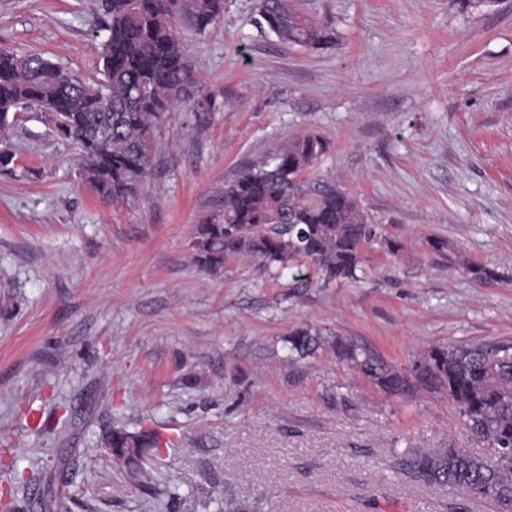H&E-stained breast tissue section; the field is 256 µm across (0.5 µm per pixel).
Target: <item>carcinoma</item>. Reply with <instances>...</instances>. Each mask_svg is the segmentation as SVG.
<instances>
[{
  "mask_svg": "<svg viewBox=\"0 0 512 512\" xmlns=\"http://www.w3.org/2000/svg\"><path fill=\"white\" fill-rule=\"evenodd\" d=\"M261 16L283 43L324 48L336 38L326 22L300 14L291 0H259ZM101 38L99 76L81 79L38 53L0 48V171L15 154L6 130L10 116L35 107L57 136L75 146L80 175L102 200L127 201L146 184L155 131L177 103L192 101L196 120L217 111L216 98L191 99L195 69L179 29L203 33L224 13V0H93ZM326 150L319 135L290 138L269 160L243 169L224 186L221 210L197 229L194 259L217 272L234 258L290 271L310 261L326 288L356 280L367 261L372 230L356 199L334 185L310 187L303 173ZM289 350L312 355L321 340L308 328L288 335ZM329 347L381 390L412 395L444 392L487 456L452 445L416 449L399 461L412 479L446 486L468 500H489L512 512V344L437 346L403 372L379 354L338 336ZM112 460L124 448H158L153 434L112 431Z\"/></svg>",
  "mask_w": 512,
  "mask_h": 512,
  "instance_id": "obj_1",
  "label": "carcinoma"
}]
</instances>
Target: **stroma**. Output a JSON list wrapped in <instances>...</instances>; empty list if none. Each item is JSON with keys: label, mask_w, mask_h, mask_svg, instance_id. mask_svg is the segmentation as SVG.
I'll return each instance as SVG.
<instances>
[{"label": "stroma", "mask_w": 512, "mask_h": 512, "mask_svg": "<svg viewBox=\"0 0 512 512\" xmlns=\"http://www.w3.org/2000/svg\"><path fill=\"white\" fill-rule=\"evenodd\" d=\"M258 0L183 31L200 93L155 134L145 188L101 201L42 112L9 131L0 172V495L13 512H496L396 466L410 448L485 446L447 398L391 395L308 327L399 370L432 347L512 341V0H297L336 32L282 43ZM92 0H0V48L96 76ZM321 135L305 177L347 190L372 224L360 281L294 287L191 243L225 183L289 138ZM447 239L432 252L429 237ZM481 275H474L473 267ZM155 431L149 487L105 436ZM30 477L15 484L16 473ZM289 350L297 353L300 357L313 355L322 345L320 338L311 333L308 328H299L291 331L288 335Z\"/></svg>", "instance_id": "1"}]
</instances>
